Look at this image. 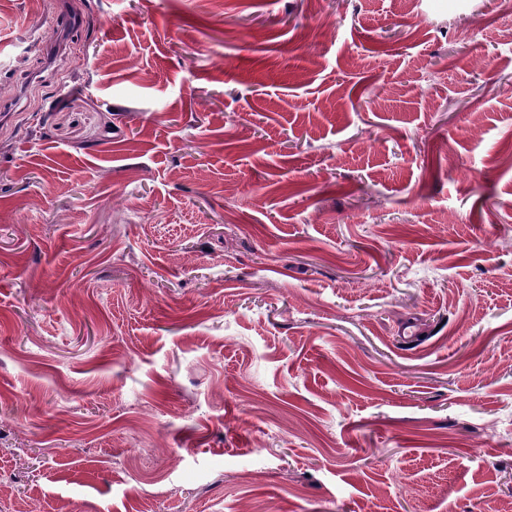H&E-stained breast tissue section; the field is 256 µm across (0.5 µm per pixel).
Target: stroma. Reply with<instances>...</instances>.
<instances>
[{
	"label": "stroma",
	"mask_w": 512,
	"mask_h": 512,
	"mask_svg": "<svg viewBox=\"0 0 512 512\" xmlns=\"http://www.w3.org/2000/svg\"><path fill=\"white\" fill-rule=\"evenodd\" d=\"M0 0V512L512 503L504 0Z\"/></svg>",
	"instance_id": "1"
}]
</instances>
